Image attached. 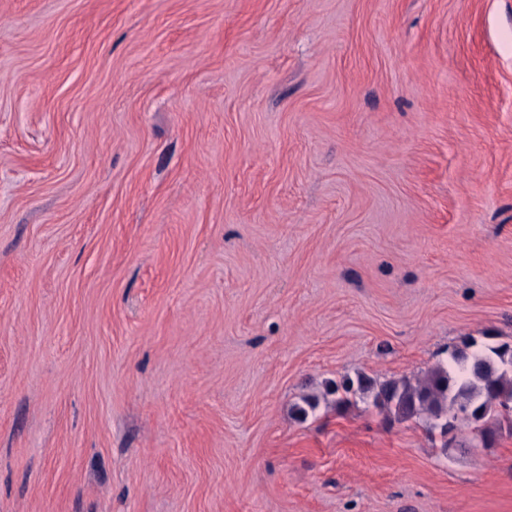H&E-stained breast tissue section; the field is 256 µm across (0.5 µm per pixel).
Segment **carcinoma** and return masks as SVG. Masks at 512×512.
<instances>
[{"instance_id":"cac0c4a2","label":"carcinoma","mask_w":512,"mask_h":512,"mask_svg":"<svg viewBox=\"0 0 512 512\" xmlns=\"http://www.w3.org/2000/svg\"><path fill=\"white\" fill-rule=\"evenodd\" d=\"M473 346L465 342L452 352V372L439 363L412 380L378 381L361 373L332 384L320 397L303 398L298 412L305 417L318 408L320 399L332 395L341 406L353 395L370 400L393 421H421L442 435L468 422L475 425L483 442H490L502 429L501 419L491 415L492 410L512 412V345L490 346L486 352L473 351Z\"/></svg>"}]
</instances>
